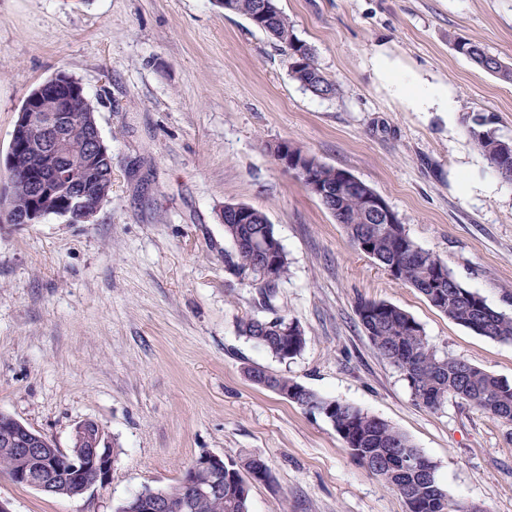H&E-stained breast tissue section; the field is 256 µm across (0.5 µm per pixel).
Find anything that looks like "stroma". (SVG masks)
<instances>
[{"mask_svg": "<svg viewBox=\"0 0 512 512\" xmlns=\"http://www.w3.org/2000/svg\"><path fill=\"white\" fill-rule=\"evenodd\" d=\"M337 93L319 98L288 57L214 0H0V155L28 94L63 72L97 106L112 194L94 222L0 225V412L67 447L100 424L112 483L77 497L15 484L12 512H115L211 452L262 459L250 512H407L321 414L252 384L293 378L399 429L437 466L453 506L512 512V423L448 397L419 407L356 315L386 301L438 355L512 382V341L477 335L356 251L342 225L272 154L282 141L349 171L398 213L454 278L512 315V184L466 131L492 116L512 139V84L458 54L463 37L512 62V0H278ZM448 90L420 112L375 67ZM265 212L290 262L272 303L224 270L225 204ZM246 315L298 323L279 360L237 330Z\"/></svg>", "mask_w": 512, "mask_h": 512, "instance_id": "stroma-1", "label": "stroma"}]
</instances>
